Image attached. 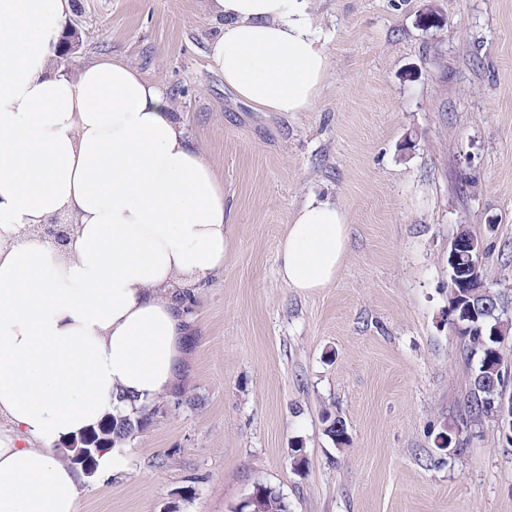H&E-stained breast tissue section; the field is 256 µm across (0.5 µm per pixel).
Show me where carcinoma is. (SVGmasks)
<instances>
[{
	"instance_id": "cac0c4a2",
	"label": "carcinoma",
	"mask_w": 512,
	"mask_h": 512,
	"mask_svg": "<svg viewBox=\"0 0 512 512\" xmlns=\"http://www.w3.org/2000/svg\"><path fill=\"white\" fill-rule=\"evenodd\" d=\"M449 312L451 321L459 323L456 330L463 340V349L472 358H477V365L472 369L470 387L465 410L466 422L477 426L486 418L496 417L497 400L503 391L501 380L496 383L485 381L483 374L487 371H506L498 344L501 343L512 325L509 322L498 323L491 317H484L474 323L463 318L470 312L473 305L481 308L491 307L495 313H505L509 310L505 295L492 288H476L470 281L448 283ZM150 424V417L142 414L115 417L105 421L101 428L102 436L91 437L82 448L71 449L69 461L77 464L82 457L92 463L98 456V447L105 441L111 445L122 441L135 433L144 430ZM325 432L336 445L341 447L348 442L347 430H340L336 425L343 424L338 417L325 416ZM255 501L247 507L249 512H288V504L272 488L259 484L254 489Z\"/></svg>"
}]
</instances>
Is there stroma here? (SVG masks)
Returning <instances> with one entry per match:
<instances>
[{
  "instance_id": "1",
  "label": "stroma",
  "mask_w": 512,
  "mask_h": 512,
  "mask_svg": "<svg viewBox=\"0 0 512 512\" xmlns=\"http://www.w3.org/2000/svg\"><path fill=\"white\" fill-rule=\"evenodd\" d=\"M330 69L308 112H262L207 58L200 0H76L61 60L117 55L155 81L224 183L232 249L192 297L179 394L89 475L79 512H512V445L461 417L471 368L448 317V251L482 241L512 299V0H311ZM341 206L350 243L313 294L280 280L284 226ZM347 426L339 448L323 412ZM455 431L461 451L439 448ZM305 462L295 465L294 446ZM255 492V501L254 503L246 508V511H238V512H247L253 511L256 512H288V504L284 499L274 491L272 488L265 485H257L254 489Z\"/></svg>"
}]
</instances>
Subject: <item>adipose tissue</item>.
<instances>
[{
	"label": "adipose tissue",
	"instance_id": "adipose-tissue-1",
	"mask_svg": "<svg viewBox=\"0 0 512 512\" xmlns=\"http://www.w3.org/2000/svg\"><path fill=\"white\" fill-rule=\"evenodd\" d=\"M310 0H204L209 57L262 112H308L329 69ZM72 0H0V512H79L63 437L175 392L188 289L231 250L224 186L170 99L133 66L59 63ZM66 219L57 249L42 225ZM345 211L313 199L280 241V278L332 285Z\"/></svg>",
	"mask_w": 512,
	"mask_h": 512
}]
</instances>
